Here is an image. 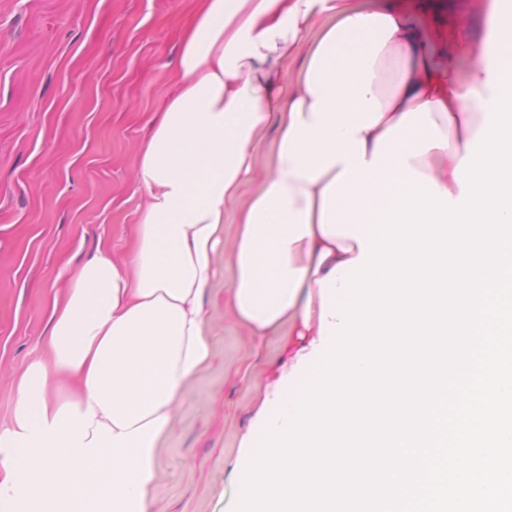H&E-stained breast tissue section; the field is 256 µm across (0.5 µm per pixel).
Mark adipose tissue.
<instances>
[{"mask_svg":"<svg viewBox=\"0 0 512 512\" xmlns=\"http://www.w3.org/2000/svg\"><path fill=\"white\" fill-rule=\"evenodd\" d=\"M511 61L512 24L458 81L434 75L422 36L371 0H195L177 90L137 159L145 203L125 258L101 246L73 270L50 299L44 358L17 380L0 512H152L181 394L210 359L206 301L228 223L234 317L255 340L284 330L298 348L261 409L291 418L369 222L407 178L458 198L456 168ZM272 124L267 174L242 198Z\"/></svg>","mask_w":512,"mask_h":512,"instance_id":"obj_1","label":"adipose tissue"}]
</instances>
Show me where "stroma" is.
Masks as SVG:
<instances>
[{"instance_id":"1","label":"stroma","mask_w":512,"mask_h":512,"mask_svg":"<svg viewBox=\"0 0 512 512\" xmlns=\"http://www.w3.org/2000/svg\"><path fill=\"white\" fill-rule=\"evenodd\" d=\"M425 29L437 73L490 54L502 0H387ZM189 0H0V430L16 381L43 354L48 298L108 243L116 259L143 203L136 160L175 90ZM207 299L208 365L184 389L161 454L154 512H233V469L288 338L256 343Z\"/></svg>"}]
</instances>
